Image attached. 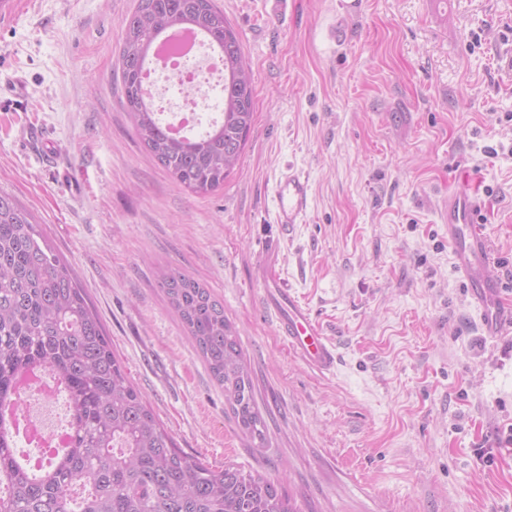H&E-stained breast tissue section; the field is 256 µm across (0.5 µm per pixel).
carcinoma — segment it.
Masks as SVG:
<instances>
[{"instance_id": "cac0c4a2", "label": "carcinoma", "mask_w": 512, "mask_h": 512, "mask_svg": "<svg viewBox=\"0 0 512 512\" xmlns=\"http://www.w3.org/2000/svg\"><path fill=\"white\" fill-rule=\"evenodd\" d=\"M196 29L224 58L221 119L203 134L169 135L142 93L157 36ZM122 106L165 173L204 197L239 166L254 116L255 89L240 39L215 0H138L121 24ZM157 284L224 391L238 428L263 439L251 371L224 305L179 268ZM39 367L63 382L75 420L69 447L36 470L16 465V440L0 435V512H300L276 478L234 464L215 469L176 448L128 378L71 268L39 225L0 193V404L17 375Z\"/></svg>"}]
</instances>
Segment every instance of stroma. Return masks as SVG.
<instances>
[{
    "mask_svg": "<svg viewBox=\"0 0 512 512\" xmlns=\"http://www.w3.org/2000/svg\"><path fill=\"white\" fill-rule=\"evenodd\" d=\"M255 87L242 162L189 194L148 156L114 76L138 0L0 9V192L69 263L178 448L282 480L301 512H512V326L489 336L448 241L484 190L512 299V0H216ZM303 223L276 222L288 170ZM176 266L233 322L266 429L237 427L156 281ZM276 270L335 345L309 368L263 304ZM277 224H300L308 209V183L297 171L288 170L273 188Z\"/></svg>",
    "mask_w": 512,
    "mask_h": 512,
    "instance_id": "obj_1",
    "label": "stroma"
}]
</instances>
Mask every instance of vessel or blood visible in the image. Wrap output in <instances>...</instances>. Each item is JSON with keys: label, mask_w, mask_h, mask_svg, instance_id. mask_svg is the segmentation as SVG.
Segmentation results:
<instances>
[{"label": "vessel or blood", "mask_w": 512, "mask_h": 512, "mask_svg": "<svg viewBox=\"0 0 512 512\" xmlns=\"http://www.w3.org/2000/svg\"><path fill=\"white\" fill-rule=\"evenodd\" d=\"M278 223H301L308 209V183L299 172L282 176L273 188ZM482 207L479 193L463 186L448 196V240L456 266L466 282L486 334L495 336L512 325V306L503 303L498 280L491 275L493 258L487 236L476 222ZM265 306L274 312L278 329L295 353L311 368L327 373L336 367V349L312 320L305 305L283 287L275 271L264 274Z\"/></svg>", "instance_id": "b4317fda"}]
</instances>
